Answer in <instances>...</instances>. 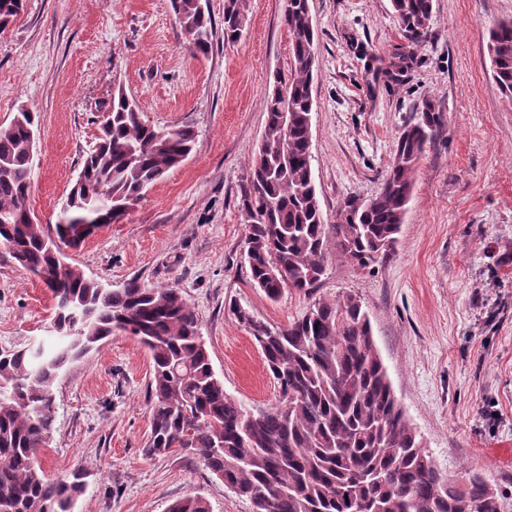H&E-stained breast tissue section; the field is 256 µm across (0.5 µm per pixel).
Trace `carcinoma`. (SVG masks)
<instances>
[{"instance_id":"1","label":"carcinoma","mask_w":512,"mask_h":512,"mask_svg":"<svg viewBox=\"0 0 512 512\" xmlns=\"http://www.w3.org/2000/svg\"><path fill=\"white\" fill-rule=\"evenodd\" d=\"M250 0H224V38L237 39ZM400 27L423 41L433 0H391ZM23 0H0V27ZM195 55L212 49L213 23L202 0H173ZM290 75L266 101L267 121L250 173L240 189L247 227L249 277L271 300L284 290L308 293L329 259L343 257L371 271L395 249L414 175L441 113L431 104L400 133L382 187L347 201L336 223L325 221L313 178L312 84L317 32L309 0H288ZM493 79L512 99V20L489 31ZM99 141L86 155L55 224L34 221L29 198L35 115L18 112L0 126V243L34 274L52 273V349L0 353V512H72L85 488L75 471L50 480L37 456L51 434L59 372L114 331L133 335L152 359L149 456L180 450L198 459L252 512H500L478 472L464 480L442 474L408 421L379 355L361 300L320 299L285 326L234 309L257 342L279 389L278 403L249 409L224 391L200 336L199 318L179 289L146 288L131 279L107 292L66 262L67 249L98 226L117 222L191 153V125L161 129L123 89L106 108ZM102 189L109 210L93 202ZM168 512H210L189 496Z\"/></svg>"}]
</instances>
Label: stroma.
<instances>
[{"mask_svg": "<svg viewBox=\"0 0 512 512\" xmlns=\"http://www.w3.org/2000/svg\"><path fill=\"white\" fill-rule=\"evenodd\" d=\"M317 28L313 176L328 222L382 185L396 140L425 103L442 123L421 160L395 251L378 270L332 258L311 296L270 301L250 281L240 187L257 155L276 79L289 75L284 0H251L240 39H224V0H208V55L188 48L172 0H24L0 29V125L38 117L30 208L57 221L96 142L115 88L164 128L198 132L191 154L118 222L68 252L101 283L173 287L194 306L224 390L249 408L277 404L262 354L230 311L285 325L318 298L353 295L368 311L393 390L438 469L484 477L512 512V99L491 76L490 28L512 0H433L411 42L390 0H309ZM50 290L0 247V349L48 341ZM149 352L125 332L70 363L38 462L80 470L74 512H167L205 498L252 512L198 459L149 456Z\"/></svg>", "mask_w": 512, "mask_h": 512, "instance_id": "stroma-1", "label": "stroma"}]
</instances>
